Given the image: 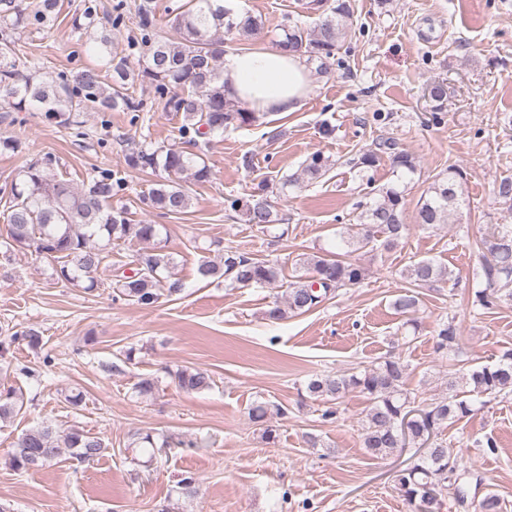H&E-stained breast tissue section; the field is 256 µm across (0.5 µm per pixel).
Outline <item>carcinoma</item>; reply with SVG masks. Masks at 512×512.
<instances>
[{
  "instance_id": "cac0c4a2",
  "label": "carcinoma",
  "mask_w": 512,
  "mask_h": 512,
  "mask_svg": "<svg viewBox=\"0 0 512 512\" xmlns=\"http://www.w3.org/2000/svg\"><path fill=\"white\" fill-rule=\"evenodd\" d=\"M57 0H41L35 12L28 14L16 0H0V92L11 101L13 108L22 111L37 107L44 112L48 123L68 128L78 123L82 112H105L123 108L139 111L140 104L128 93L129 82L138 79L155 87L164 97L162 111L182 115L179 128L184 145L167 148H134L125 153L124 162L133 171L153 173L162 171L167 177L151 188L144 203L164 214H179L190 206V196L182 188L180 179L190 176L197 182L210 178V168L203 155L192 150L197 139L224 132L234 126H261L268 114L252 112L227 99L224 94L223 58L224 33L252 36L262 28V20L249 13H228L224 0H188L171 11L168 25L175 36L160 33L147 10H141V63L136 76H131L124 57L112 51V41L106 35L95 36L94 50L112 70V83L103 85L101 72L91 68L46 83L33 74L25 75L17 68L16 40L11 31L30 24H43L55 14ZM307 8L321 12L315 26L306 29L296 24L282 28L278 47L286 51L302 50L312 60L335 56L341 43L355 36L350 5L338 3L330 12L322 11L324 0H308ZM434 102L433 119L447 98V86L442 82L429 85ZM389 153L393 171L413 174L417 171L414 155L406 150H395L394 143L385 141L376 149L363 153L359 165L372 169L383 153ZM327 170V161L314 155L305 165L300 177L285 178L279 189L315 180ZM464 172L454 166L435 176L427 193L417 205L415 223L430 229L450 222V218L465 203ZM122 179L105 169L92 177L88 185L77 188L61 179L53 169L52 160L41 159L19 170L11 182L7 207L8 241L14 250H30L49 260L52 277L61 285L92 291L98 286L94 272L102 263L103 253L115 240H136L151 243V250L135 259L136 270L112 282L116 298L140 306H151L163 294L181 292L183 284L171 279L172 256L160 246L162 224H133L122 208L112 206V198L123 190ZM273 184L264 179L244 198L231 200L230 207L243 213L248 223L261 232L277 226L280 235L288 233L282 218L273 210L268 193ZM499 202L512 212V180L504 179L496 186ZM403 192L394 185H377L366 178V191L357 204L356 220L361 230L341 237V242L366 248L375 242L385 249L395 247L407 229L404 222ZM481 249L489 259L481 265L485 288L476 291V303L491 309L501 302H512V224H499L492 235L480 240ZM303 266L312 273V279L298 277L289 283L284 300H276L265 311L266 320L276 323L290 314H302L317 306L336 289L355 286L364 279L365 269L355 260L340 258L327 251L311 255ZM198 273L205 280L224 279L230 285H272L283 277L280 266L268 261L250 258L236 251L224 250V261L217 264L204 260ZM404 276L415 287L438 281H451L447 267L430 259L408 266ZM419 299L413 294L399 296L393 303L401 314L412 316ZM24 341L30 347L41 345V336L33 329L0 336V358H6L11 345ZM458 329L454 321L438 324L436 350L448 351L457 345ZM408 364L390 354L379 362L358 372L338 371L320 374L307 384L308 394L325 405L322 418L336 417L335 401L349 392L358 391L369 397L371 406L365 416L362 448L373 459H385L395 453L412 450L410 465L398 471L395 483L407 502L410 512H437L440 498L453 488L456 498L464 500L465 484L460 482L457 458L445 441L439 438L442 430L472 412L468 400L455 394L422 406L404 388ZM174 379L184 392H199L210 387V375L199 369H180ZM462 379L469 392L477 396L496 395L512 390V351L504 352L493 364L474 366ZM158 388V379L144 375L134 385L140 397L152 396ZM23 407V397L11 387L0 390V422L16 415ZM284 410L267 403L250 408L249 416L255 423L265 424L264 434L269 441L276 440V429L269 424L270 417L282 415ZM159 438L151 431L137 434L132 444L154 454ZM70 449L77 461L90 463L102 455L106 446L98 436L79 427L63 434L50 425H43L23 433L8 451V463L16 471L42 467L57 458L61 449ZM499 495L487 492L477 505V512H501Z\"/></svg>"
}]
</instances>
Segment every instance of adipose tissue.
Here are the masks:
<instances>
[{"label":"adipose tissue","mask_w":512,"mask_h":512,"mask_svg":"<svg viewBox=\"0 0 512 512\" xmlns=\"http://www.w3.org/2000/svg\"><path fill=\"white\" fill-rule=\"evenodd\" d=\"M311 82L303 58L280 48H262L224 57V91L252 111H297Z\"/></svg>","instance_id":"obj_1"}]
</instances>
